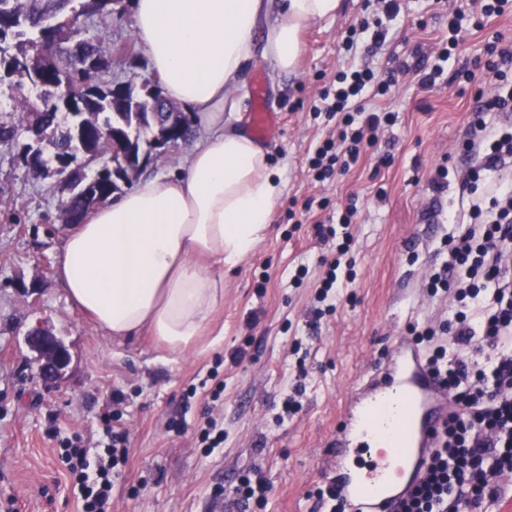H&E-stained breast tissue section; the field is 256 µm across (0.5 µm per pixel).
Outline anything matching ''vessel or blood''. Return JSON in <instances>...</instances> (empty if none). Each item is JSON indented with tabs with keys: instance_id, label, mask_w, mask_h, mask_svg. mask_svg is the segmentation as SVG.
Wrapping results in <instances>:
<instances>
[{
	"instance_id": "1",
	"label": "vessel or blood",
	"mask_w": 512,
	"mask_h": 512,
	"mask_svg": "<svg viewBox=\"0 0 512 512\" xmlns=\"http://www.w3.org/2000/svg\"><path fill=\"white\" fill-rule=\"evenodd\" d=\"M450 411L419 350L396 344L345 405L322 466L355 512H397L423 478Z\"/></svg>"
}]
</instances>
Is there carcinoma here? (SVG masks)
<instances>
[{"instance_id":"carcinoma-1","label":"carcinoma","mask_w":512,"mask_h":512,"mask_svg":"<svg viewBox=\"0 0 512 512\" xmlns=\"http://www.w3.org/2000/svg\"><path fill=\"white\" fill-rule=\"evenodd\" d=\"M0 0V69L6 75L20 74L29 85H19L13 98L21 100V111L10 123H0V142L16 140L18 129L50 142L54 155L44 152L26 159V174L38 180L48 176L54 166L84 152L106 154L109 139L116 129L128 137L140 138L149 117L129 106H112V98L121 96L117 82L105 79L112 70L107 60L93 73L77 70L76 55L62 61L58 33L66 28L75 38V49L85 56H106L100 46L80 38L79 19L86 14L107 21L114 13L117 0ZM13 40L18 51L5 55L1 44ZM89 112L93 120L86 123L81 135L73 130L69 110Z\"/></svg>"}]
</instances>
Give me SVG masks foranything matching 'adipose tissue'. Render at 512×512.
Returning a JSON list of instances; mask_svg holds the SVG:
<instances>
[{
    "label": "adipose tissue",
    "mask_w": 512,
    "mask_h": 512,
    "mask_svg": "<svg viewBox=\"0 0 512 512\" xmlns=\"http://www.w3.org/2000/svg\"><path fill=\"white\" fill-rule=\"evenodd\" d=\"M340 0H134V32L165 97L189 113L194 147L181 168L143 179L70 227L54 265L69 301L103 335L151 332L174 353L213 342L224 270L263 239L281 185L254 139L232 125V93L253 57L294 70L301 34Z\"/></svg>",
    "instance_id": "adipose-tissue-1"
}]
</instances>
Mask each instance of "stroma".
<instances>
[{
	"label": "stroma",
	"mask_w": 512,
	"mask_h": 512,
	"mask_svg": "<svg viewBox=\"0 0 512 512\" xmlns=\"http://www.w3.org/2000/svg\"><path fill=\"white\" fill-rule=\"evenodd\" d=\"M467 0H402L390 24L391 40L363 64L376 71L393 58L430 50L448 35V14ZM106 22L84 17V38L112 51L134 39L131 0ZM381 11L365 0H341L336 16L304 32L296 71H275L255 54L242 73L241 128H249L256 98L277 123L263 146L278 174L281 196L262 241L238 265L224 271V306L215 314L224 340L205 349L171 353L153 336L119 342L104 336L66 300L53 276L65 230L59 220L64 196L56 178L33 181L18 159L22 143H0V501L18 512H77L72 483L47 430L58 418L65 433L89 436L112 390L127 396L121 428L130 434L127 479L112 498V512H309L306 496L329 483L318 467L336 433L346 400L360 379L385 362L396 340H410L414 324L452 320L449 300L422 286L436 260L440 238L455 233L451 217L468 204L461 185L466 160L459 150L468 134L476 86L424 89L415 74L402 77L387 104L398 119L379 136L361 164L335 181L319 184L307 171L308 148L326 134L312 107L350 59L343 42L350 27L375 21ZM512 42V8L503 15L466 22L446 70L482 57L488 41ZM388 165H379L382 155ZM447 164V189L434 191L435 168ZM328 199L326 209L303 212L308 198ZM357 213L348 227L356 276L317 332L306 327L326 261L335 242L315 232L337 223L348 203ZM302 212L301 223L289 211ZM306 268L302 286L292 277ZM45 321L71 354L53 383L36 373L25 334ZM224 382L213 402L215 382ZM218 379V380H219ZM191 402H184L188 388ZM300 409L284 411L289 395ZM218 405L224 443L204 453L198 425ZM182 430L168 429L170 418ZM257 472L271 485L266 506L242 503L241 476ZM223 489L213 497L214 489Z\"/></svg>",
	"instance_id": "stroma-1"
}]
</instances>
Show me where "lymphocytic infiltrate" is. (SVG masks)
I'll list each match as a JSON object with an SVG mask.
<instances>
[{
  "instance_id": "lymphocytic-infiltrate-1",
  "label": "lymphocytic infiltrate",
  "mask_w": 512,
  "mask_h": 512,
  "mask_svg": "<svg viewBox=\"0 0 512 512\" xmlns=\"http://www.w3.org/2000/svg\"><path fill=\"white\" fill-rule=\"evenodd\" d=\"M489 53L484 68L500 90L476 95L470 135L461 145L469 159L463 181L470 193L488 197L489 205H472V224L442 239L444 259L427 279L430 294L455 291L448 341L438 342L430 326L415 332L426 367L460 410L436 435L425 477L399 512H457L461 504L470 512H486L500 491L490 474L512 472V181L493 177L512 159V124L487 120L491 112H512V43L495 42ZM412 69L399 59L381 74L354 64L337 72L313 109L333 123L329 137L308 159L315 181L349 172L375 145L379 132L395 124L394 112L366 108L364 100L387 97L399 75ZM355 212V206H348L339 226L316 227L321 240L336 242V256L316 295L328 313L335 311L341 287L355 277V262L348 257L353 243L348 226ZM463 346L475 348L476 357L462 356ZM124 401L121 391L112 393L99 417L95 443L79 435L58 440L80 512H112V491L126 477L129 434L115 426Z\"/></svg>"
}]
</instances>
